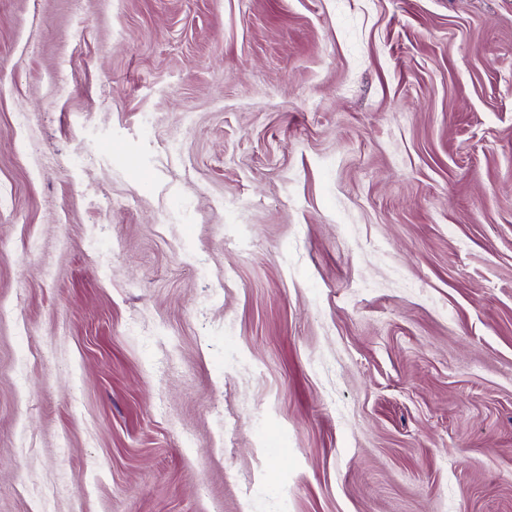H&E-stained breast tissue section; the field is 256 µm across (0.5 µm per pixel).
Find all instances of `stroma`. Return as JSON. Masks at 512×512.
I'll return each instance as SVG.
<instances>
[{
  "label": "stroma",
  "mask_w": 512,
  "mask_h": 512,
  "mask_svg": "<svg viewBox=\"0 0 512 512\" xmlns=\"http://www.w3.org/2000/svg\"><path fill=\"white\" fill-rule=\"evenodd\" d=\"M0 512H512V0H0Z\"/></svg>",
  "instance_id": "1"
}]
</instances>
